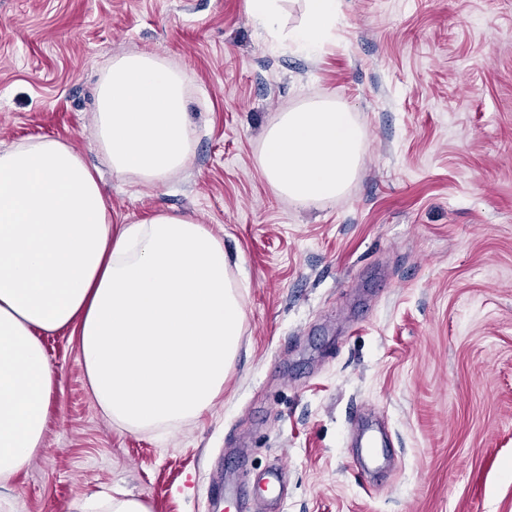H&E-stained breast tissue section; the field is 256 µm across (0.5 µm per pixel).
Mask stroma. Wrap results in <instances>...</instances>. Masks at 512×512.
<instances>
[{"mask_svg": "<svg viewBox=\"0 0 512 512\" xmlns=\"http://www.w3.org/2000/svg\"><path fill=\"white\" fill-rule=\"evenodd\" d=\"M185 71L189 166L148 190L92 135L113 57ZM333 101L364 135L348 190L303 207L258 164L281 113ZM70 143L117 224L165 210L224 242L245 315L224 392L171 434L111 425L78 336L44 335L58 386L14 512L121 493L151 512H512V0H341L317 53L247 0H0V148ZM244 484L249 503L218 497Z\"/></svg>", "mask_w": 512, "mask_h": 512, "instance_id": "obj_1", "label": "stroma"}]
</instances>
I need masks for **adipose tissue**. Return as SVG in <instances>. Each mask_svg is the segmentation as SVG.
Masks as SVG:
<instances>
[{
    "mask_svg": "<svg viewBox=\"0 0 512 512\" xmlns=\"http://www.w3.org/2000/svg\"><path fill=\"white\" fill-rule=\"evenodd\" d=\"M282 26L281 0H248L272 41L316 50L341 0H305ZM187 73L153 54L113 58L93 132L114 177L155 189L187 168L194 141ZM363 134L351 113L310 103L265 132L259 165L277 195L335 198L355 179ZM244 324L224 243L168 212L112 227L99 181L68 143L39 137L0 150V487L43 448L57 376L42 335L73 326L93 398L132 432L199 418L222 394Z\"/></svg>",
    "mask_w": 512,
    "mask_h": 512,
    "instance_id": "obj_1",
    "label": "adipose tissue"
}]
</instances>
